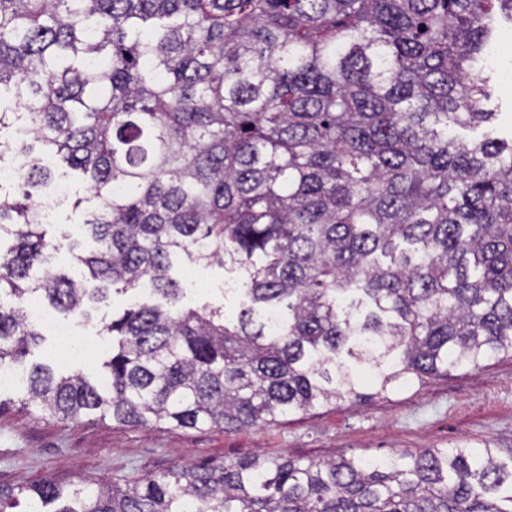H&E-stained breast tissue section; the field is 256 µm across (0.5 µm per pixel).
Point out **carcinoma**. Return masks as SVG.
Instances as JSON below:
<instances>
[{
  "label": "carcinoma",
  "mask_w": 512,
  "mask_h": 512,
  "mask_svg": "<svg viewBox=\"0 0 512 512\" xmlns=\"http://www.w3.org/2000/svg\"><path fill=\"white\" fill-rule=\"evenodd\" d=\"M512 0H0V91L29 102L18 199L0 190V368L61 421L230 430L512 356V141L488 63ZM102 206L80 278L33 197L34 147ZM122 191H116V186ZM242 270L245 307L181 309L170 258ZM103 326L98 381L30 362L25 302ZM52 512H512V453L425 448L180 466L96 490L0 486Z\"/></svg>",
  "instance_id": "carcinoma-1"
}]
</instances>
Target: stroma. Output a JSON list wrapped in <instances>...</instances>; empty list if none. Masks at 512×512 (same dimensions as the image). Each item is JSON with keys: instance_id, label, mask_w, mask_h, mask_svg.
Returning <instances> with one entry per match:
<instances>
[{"instance_id": "1", "label": "stroma", "mask_w": 512, "mask_h": 512, "mask_svg": "<svg viewBox=\"0 0 512 512\" xmlns=\"http://www.w3.org/2000/svg\"><path fill=\"white\" fill-rule=\"evenodd\" d=\"M491 65L499 80L489 106L498 113L497 134L505 138L512 134V43L497 50ZM39 156L70 187L68 200L47 226L57 247L53 266L65 272L75 263L70 245L86 240L83 222L100 200L79 172L58 163L50 152ZM172 263L181 307L220 306L231 316L240 311L241 296L226 290L240 282V270L216 264L201 268L184 254L173 256ZM131 299V294L113 292L90 316H71L76 344L104 349L105 321ZM22 397L20 386L0 381L2 485L51 477L96 488L158 475L175 465H219L254 455L307 460L456 446L512 450V358L507 356L365 402L340 401L273 426L239 430L132 426L109 419L61 422L42 416L36 407H23Z\"/></svg>"}]
</instances>
